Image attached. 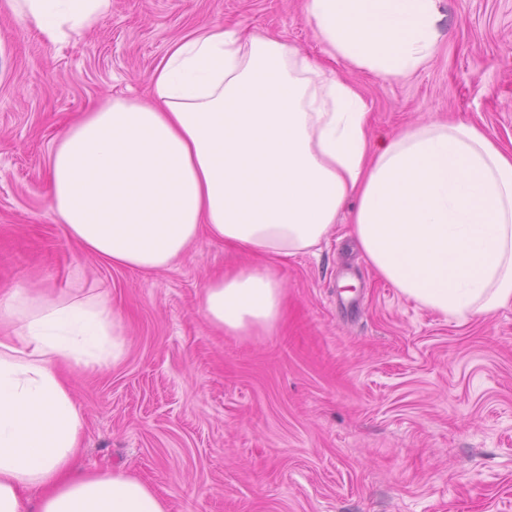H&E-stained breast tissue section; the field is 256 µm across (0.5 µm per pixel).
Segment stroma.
<instances>
[{
	"label": "stroma",
	"instance_id": "stroma-1",
	"mask_svg": "<svg viewBox=\"0 0 512 512\" xmlns=\"http://www.w3.org/2000/svg\"><path fill=\"white\" fill-rule=\"evenodd\" d=\"M306 0H112L63 45L0 10V291L108 290L127 346L72 375L87 469L120 467L169 512H512V305L465 324L379 277L348 216L277 272L270 335L213 329L209 278L246 257L201 236L172 268L84 254L50 208L49 152L115 96L149 98L168 44L239 24L323 58ZM438 50L384 80L336 61L370 100L374 137L419 122L481 124L512 145V0H438Z\"/></svg>",
	"mask_w": 512,
	"mask_h": 512
}]
</instances>
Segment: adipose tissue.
Returning <instances> with one entry per match:
<instances>
[{
	"label": "adipose tissue",
	"mask_w": 512,
	"mask_h": 512,
	"mask_svg": "<svg viewBox=\"0 0 512 512\" xmlns=\"http://www.w3.org/2000/svg\"><path fill=\"white\" fill-rule=\"evenodd\" d=\"M437 0H307L328 62L216 25L170 42L154 100L113 98L54 141L51 209L85 254L172 267L200 235L250 261L211 277L200 312L249 336L278 328L276 267L349 232L382 279L464 324L512 304V150L466 121L374 140L372 108L334 61L408 77L437 49ZM50 44L92 29L111 0H0ZM106 292L0 293V512H168L126 471L81 464L83 418L61 368L126 351Z\"/></svg>",
	"instance_id": "adipose-tissue-1"
}]
</instances>
